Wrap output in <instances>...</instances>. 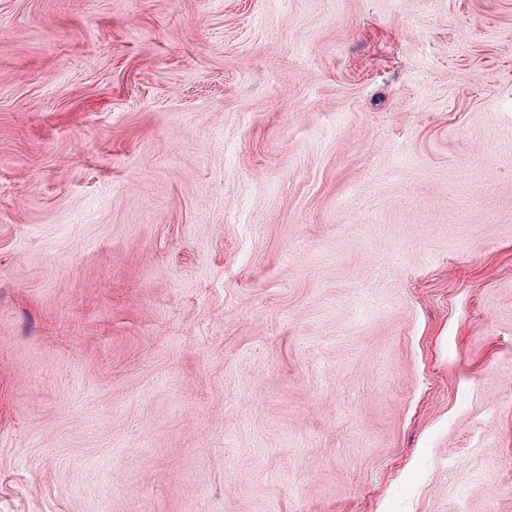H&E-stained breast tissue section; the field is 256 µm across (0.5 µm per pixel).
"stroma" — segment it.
<instances>
[{
  "label": "stroma",
  "mask_w": 512,
  "mask_h": 512,
  "mask_svg": "<svg viewBox=\"0 0 512 512\" xmlns=\"http://www.w3.org/2000/svg\"><path fill=\"white\" fill-rule=\"evenodd\" d=\"M0 512H512V0H0Z\"/></svg>",
  "instance_id": "stroma-1"
}]
</instances>
